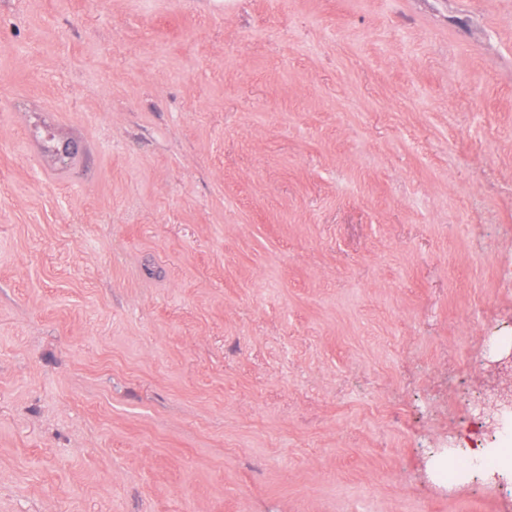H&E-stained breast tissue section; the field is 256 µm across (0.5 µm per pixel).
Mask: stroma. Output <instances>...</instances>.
<instances>
[{
	"label": "stroma",
	"instance_id": "35a3bbf8",
	"mask_svg": "<svg viewBox=\"0 0 512 512\" xmlns=\"http://www.w3.org/2000/svg\"><path fill=\"white\" fill-rule=\"evenodd\" d=\"M509 394L512 0H0V512H512Z\"/></svg>",
	"mask_w": 512,
	"mask_h": 512
}]
</instances>
